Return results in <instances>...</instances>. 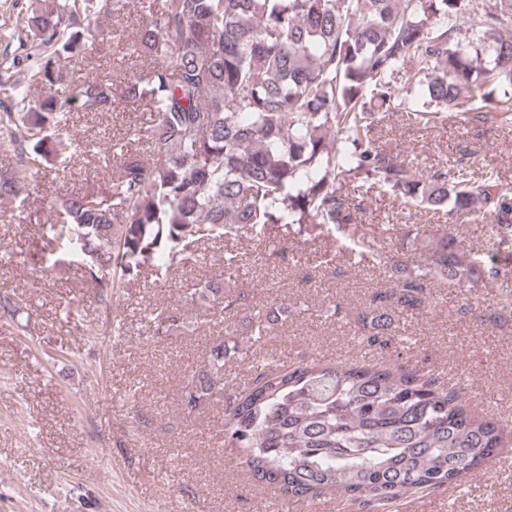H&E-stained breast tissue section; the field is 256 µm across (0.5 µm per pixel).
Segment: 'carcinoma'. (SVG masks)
Returning <instances> with one entry per match:
<instances>
[{
    "label": "carcinoma",
    "mask_w": 512,
    "mask_h": 512,
    "mask_svg": "<svg viewBox=\"0 0 512 512\" xmlns=\"http://www.w3.org/2000/svg\"><path fill=\"white\" fill-rule=\"evenodd\" d=\"M128 0H29L21 53L0 62V198L23 206L35 171L67 164L78 146L65 132L74 109L112 110V83L65 84L81 68L92 30L74 27ZM150 59L122 96L155 112L130 135L152 158L112 146L118 171L105 196L71 195L49 225V255L72 256L99 288L119 287L144 265L162 277L202 239L273 224L316 238L336 234L361 248L357 224L374 191L433 215L482 214L499 230L496 252L473 258L448 233L419 242L428 262L397 274L391 306L358 315L361 341L402 342L404 313L435 282L478 288L512 279V183L466 168L423 175L407 156L375 147L388 112L431 128L460 108L471 119L512 124V0L478 10L474 0H158L134 43ZM52 90L31 100L14 79ZM112 258V269L103 256ZM236 317L224 344L191 376L184 405L224 403V441L250 478L285 501L341 495L349 512H398L410 495L463 485L504 446L499 422L476 416L461 393L389 363L250 365L251 384L224 393V359L262 342L285 306L253 304L235 285L207 288ZM157 329L188 323L172 309Z\"/></svg>",
    "instance_id": "obj_1"
}]
</instances>
